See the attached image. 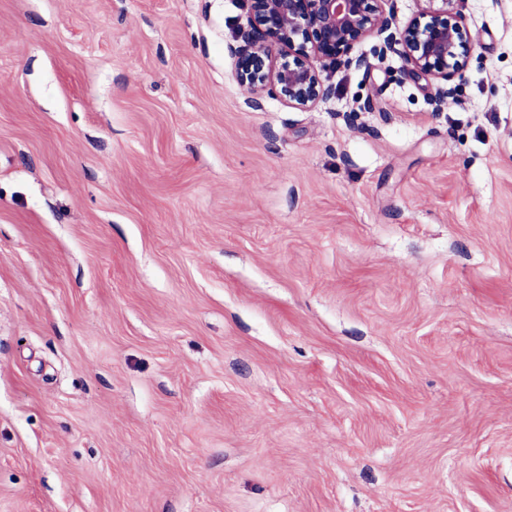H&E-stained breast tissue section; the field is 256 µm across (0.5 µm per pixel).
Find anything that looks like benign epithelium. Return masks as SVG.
<instances>
[{
	"instance_id": "obj_1",
	"label": "benign epithelium",
	"mask_w": 512,
	"mask_h": 512,
	"mask_svg": "<svg viewBox=\"0 0 512 512\" xmlns=\"http://www.w3.org/2000/svg\"><path fill=\"white\" fill-rule=\"evenodd\" d=\"M435 1L441 6H432ZM388 0H248L240 26L243 45L231 50L246 91L308 110L331 92L323 73L330 66L361 67L352 55L367 39L380 42L378 56L401 47L405 70L436 83L430 97L438 114L455 96L468 66L472 38L459 0H427L405 26L385 9Z\"/></svg>"
}]
</instances>
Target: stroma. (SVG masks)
<instances>
[{
    "instance_id": "obj_1",
    "label": "stroma",
    "mask_w": 512,
    "mask_h": 512,
    "mask_svg": "<svg viewBox=\"0 0 512 512\" xmlns=\"http://www.w3.org/2000/svg\"><path fill=\"white\" fill-rule=\"evenodd\" d=\"M457 95L300 110L245 0H0V512H512V0Z\"/></svg>"
}]
</instances>
